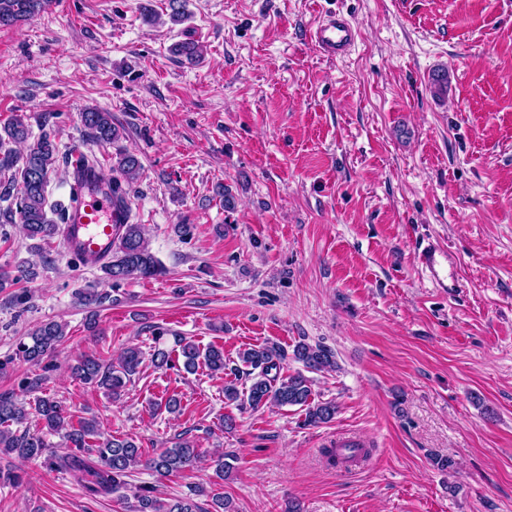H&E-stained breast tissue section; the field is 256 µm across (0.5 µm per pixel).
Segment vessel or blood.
Instances as JSON below:
<instances>
[{"label": "vessel or blood", "mask_w": 512, "mask_h": 512, "mask_svg": "<svg viewBox=\"0 0 512 512\" xmlns=\"http://www.w3.org/2000/svg\"><path fill=\"white\" fill-rule=\"evenodd\" d=\"M356 36V29L336 16L328 17L310 33L311 41L332 58L344 55ZM68 168L76 200L63 227L64 244L69 255L90 264L102 263L112 252L120 225L128 223L130 211L113 195L111 187L100 180L98 171L84 163L81 150L71 153ZM418 261L435 287L447 288L448 251L444 246L425 245Z\"/></svg>", "instance_id": "obj_1"}]
</instances>
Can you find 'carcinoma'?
<instances>
[{"label": "carcinoma", "instance_id": "1", "mask_svg": "<svg viewBox=\"0 0 512 512\" xmlns=\"http://www.w3.org/2000/svg\"><path fill=\"white\" fill-rule=\"evenodd\" d=\"M51 4L52 0H0V27L28 22L48 10ZM171 53L194 64L201 57V48L194 41H183L174 44ZM81 119L85 129L99 143H110L120 137V130L112 123L109 112L89 109L82 113ZM30 135L31 125L23 115L14 116L0 128V171L11 172L7 178L0 179V201L10 203L6 211L8 223L22 224L29 238L47 240L61 230L50 214L56 212L59 218L65 217L63 210L50 201L48 192L50 174L56 168L59 151L54 139L44 133L24 155H15L13 145L26 142ZM117 168L126 181L132 183L139 177L141 164L135 155L123 153L119 155ZM103 270L115 286L166 274V268L149 248L142 225L132 223L122 225V233ZM105 299L106 295L94 288L81 292L84 306L90 309L89 327H95V309ZM65 336L64 325L45 321L27 334V340L19 343L18 354L25 361L40 365L53 356ZM179 346L185 358L183 368L188 372L200 362L213 372L226 369L222 347L210 345L202 351L191 342H181ZM286 357L280 345L270 342L240 352L239 360L258 374L242 392L233 383L225 385V400L239 401L254 410L268 404L303 407L305 422L314 427L332 421L337 412L336 404L332 401L313 402L308 377L301 372L285 378L280 376L281 364ZM293 358L308 372L337 368L334 353L320 344H296ZM142 362L143 352L129 346L109 364L95 356H85L72 366V372L81 382L118 396ZM33 415L42 421V428L30 429L28 422ZM49 435L62 437L67 448L65 454L50 459V467L71 473L82 482L86 493L93 499L109 496L124 488L126 478L137 466L161 477L177 476L197 467V450L186 439L179 438L174 446L147 456L133 439L100 438L96 420L73 418L69 409L55 397H38L28 407L0 395V457L13 455L26 460L38 459L48 448L46 437ZM1 483L19 486L24 483L23 472L11 464L0 466ZM135 498L132 512H198V505L191 499L164 502L145 492L135 495Z\"/></svg>", "mask_w": 512, "mask_h": 512}]
</instances>
